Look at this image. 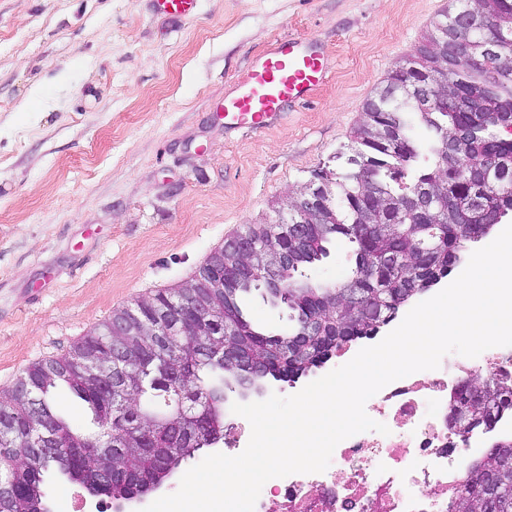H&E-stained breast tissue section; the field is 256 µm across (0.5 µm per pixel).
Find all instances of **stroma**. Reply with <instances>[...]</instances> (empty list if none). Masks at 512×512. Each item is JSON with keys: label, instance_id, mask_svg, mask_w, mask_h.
<instances>
[{"label": "stroma", "instance_id": "35a3bbf8", "mask_svg": "<svg viewBox=\"0 0 512 512\" xmlns=\"http://www.w3.org/2000/svg\"><path fill=\"white\" fill-rule=\"evenodd\" d=\"M452 0H0V391L136 300L190 277L224 241L276 218L338 168L363 107ZM316 39L330 75L266 133L223 102L274 41ZM263 333L286 306L241 300ZM179 476L115 506L60 476L49 512H141ZM158 14L170 18H186L195 13L197 0H153Z\"/></svg>", "mask_w": 512, "mask_h": 512}]
</instances>
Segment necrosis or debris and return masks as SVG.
<instances>
[{"label": "necrosis or debris", "mask_w": 512, "mask_h": 512, "mask_svg": "<svg viewBox=\"0 0 512 512\" xmlns=\"http://www.w3.org/2000/svg\"><path fill=\"white\" fill-rule=\"evenodd\" d=\"M488 377L512 384V346L447 356L438 369L388 384L365 405L388 434L343 440L324 472L268 480L254 512H448L459 474L493 442L512 440L510 413L489 430L463 432L448 423L455 389Z\"/></svg>", "instance_id": "necrosis-or-debris-1"}]
</instances>
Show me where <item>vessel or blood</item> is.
<instances>
[{"label":"vessel or blood","instance_id":"vessel-or-blood-1","mask_svg":"<svg viewBox=\"0 0 512 512\" xmlns=\"http://www.w3.org/2000/svg\"><path fill=\"white\" fill-rule=\"evenodd\" d=\"M158 14L186 18L197 0H153ZM328 59L315 43L296 38L278 41L259 55L224 98V121L257 133L273 124L289 105L309 98L325 80Z\"/></svg>","mask_w":512,"mask_h":512}]
</instances>
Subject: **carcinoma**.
I'll return each mask as SVG.
<instances>
[{
  "label": "carcinoma",
  "mask_w": 512,
  "mask_h": 512,
  "mask_svg": "<svg viewBox=\"0 0 512 512\" xmlns=\"http://www.w3.org/2000/svg\"><path fill=\"white\" fill-rule=\"evenodd\" d=\"M485 6L489 23L483 38L512 43V0H485ZM433 39L431 32L416 49L419 68L409 71V76L417 82L431 81L437 74L436 59L429 49ZM443 64L448 66V81L460 85L461 106L420 112L402 103L391 112H381L373 102H367V119L356 135L354 152L346 157L341 171H329L326 191L335 203L329 219L309 225L302 243L286 235L277 237V251L285 250L292 257L288 288L280 298L291 311L288 332L266 335L244 316L240 298L259 289V285L239 283L238 265L224 257V292H214L215 298H224V308L212 322L232 325L235 335L229 344L252 351L257 359L255 381L296 380L325 364L336 351L377 335L401 307L452 272L458 263L457 247L464 239L480 241L490 234L499 213L512 211V196L495 195L467 173L471 159L495 152L512 155V145L495 143L480 133L448 157L447 171L441 172L435 165L442 132L490 125L496 113L512 109V69L499 67L481 53L475 42L464 60L443 52ZM411 114L429 132L427 140L413 135ZM428 184L435 186L443 201H451L442 223L423 224L414 216L402 218L403 196ZM337 240L353 247L351 277L359 288L355 306L347 300L344 283H314L306 274ZM422 251L427 254L426 262L417 270L413 260ZM391 255L399 256L401 263L388 264ZM174 294L176 291L168 288L143 300L138 304L139 318L164 317ZM127 315L126 310L115 313L111 320L75 341L66 353L31 364L18 386L0 394V446H4L0 449V474L8 477L0 484V512H47L45 481L53 469L95 491L98 472L116 467L137 472L143 485L155 490L199 451L195 434L182 429L180 421L162 414L161 406L169 397L164 371L157 364V348L162 340L141 335V323L132 318L127 341L135 365L119 367L112 362L108 333L112 321ZM310 321L323 324L330 338L290 348L284 339L301 335ZM202 340V336L181 333L168 341L169 348L186 355L184 389L204 392L237 384L239 367L192 355L191 345ZM284 348L288 349L286 364L269 366L262 362L265 355ZM118 368L125 371L118 387L129 403L112 416V450L76 461L74 446L88 436L73 432L54 412L53 391L67 387L88 406L97 422L105 409L103 380ZM25 384L39 392L40 402L35 407L22 393ZM453 404L469 411L479 425L488 429L501 413L512 412V386L493 378L474 384L464 382ZM205 416L210 428L224 432V405L212 403L205 408ZM44 419L51 423L55 436L54 453L33 457L25 452V443L32 428L41 426ZM144 434L152 444L148 454L140 449V436ZM100 493L119 503L128 500L133 486L117 481ZM448 512H512V442L493 445L468 466Z\"/></svg>",
  "instance_id": "obj_1"
}]
</instances>
